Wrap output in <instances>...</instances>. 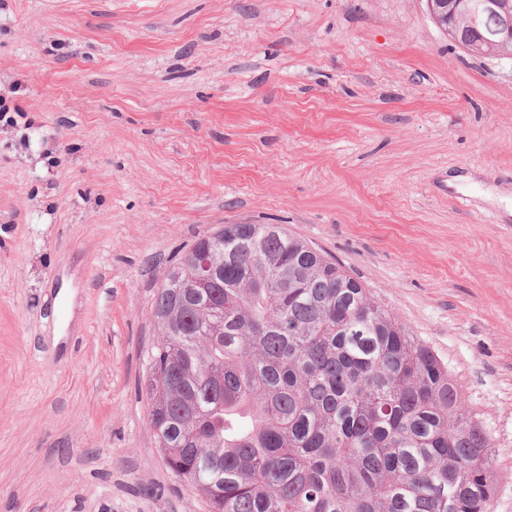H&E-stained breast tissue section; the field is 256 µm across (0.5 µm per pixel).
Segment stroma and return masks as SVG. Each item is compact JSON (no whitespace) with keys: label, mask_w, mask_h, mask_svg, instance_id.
Returning <instances> with one entry per match:
<instances>
[{"label":"stroma","mask_w":512,"mask_h":512,"mask_svg":"<svg viewBox=\"0 0 512 512\" xmlns=\"http://www.w3.org/2000/svg\"><path fill=\"white\" fill-rule=\"evenodd\" d=\"M4 86L0 512H208L145 380L165 269L224 224L284 225L447 362L512 512V59L425 0H0ZM451 0H426L429 14L436 25L448 36V39L455 42L457 40L456 30L461 23L475 25L477 18L475 16H466L459 13L456 8L451 7Z\"/></svg>","instance_id":"obj_1"}]
</instances>
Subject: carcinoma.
<instances>
[{"label":"carcinoma","mask_w":512,"mask_h":512,"mask_svg":"<svg viewBox=\"0 0 512 512\" xmlns=\"http://www.w3.org/2000/svg\"><path fill=\"white\" fill-rule=\"evenodd\" d=\"M145 391L209 512H490L494 443L429 347L279 224H226L166 272Z\"/></svg>","instance_id":"carcinoma-1"}]
</instances>
